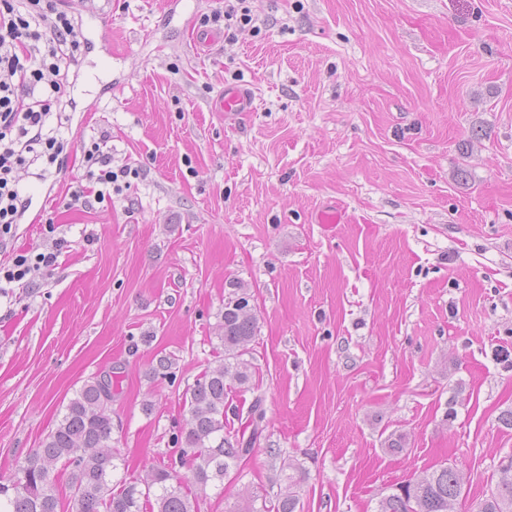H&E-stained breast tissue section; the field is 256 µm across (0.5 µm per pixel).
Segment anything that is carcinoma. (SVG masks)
I'll return each instance as SVG.
<instances>
[{
  "label": "carcinoma",
  "instance_id": "carcinoma-1",
  "mask_svg": "<svg viewBox=\"0 0 512 512\" xmlns=\"http://www.w3.org/2000/svg\"><path fill=\"white\" fill-rule=\"evenodd\" d=\"M257 323L246 297L224 302L219 338L224 361L206 370L185 392L188 419L176 439L178 457L133 478L112 482L120 457L112 448V377L85 383L64 413L15 472L0 483V512H196L176 466L187 467L195 483L224 490V482L240 476L239 464L251 453L264 420L261 401L249 411L248 437L224 435L226 381L250 389L252 365L245 359L256 336ZM68 472L67 502H62L56 475ZM285 472L273 507L260 496L241 497L229 512H300L302 477L293 461ZM461 471L455 465L425 470L414 480L379 500L377 512H458L463 497ZM479 512H512V470L499 476Z\"/></svg>",
  "mask_w": 512,
  "mask_h": 512
}]
</instances>
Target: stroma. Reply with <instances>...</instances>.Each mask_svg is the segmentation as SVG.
I'll return each instance as SVG.
<instances>
[{
	"mask_svg": "<svg viewBox=\"0 0 512 512\" xmlns=\"http://www.w3.org/2000/svg\"><path fill=\"white\" fill-rule=\"evenodd\" d=\"M184 4L83 16L112 58L82 50L72 132L110 129L113 167L139 174L90 210L69 205L78 157L53 188L22 177L43 219L0 263L63 247L38 287L0 294V478L106 370L127 476L168 460L235 280L258 331L224 432L254 401L265 418L240 480L190 482L199 512L276 493L287 458L303 512H376L444 464L473 512L512 452V0H251L259 30L207 47L192 31L224 0ZM234 80L254 111L215 110Z\"/></svg>",
	"mask_w": 512,
	"mask_h": 512,
	"instance_id": "1",
	"label": "stroma"
}]
</instances>
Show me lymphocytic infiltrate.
<instances>
[{"label":"lymphocytic infiltrate","mask_w":512,"mask_h":512,"mask_svg":"<svg viewBox=\"0 0 512 512\" xmlns=\"http://www.w3.org/2000/svg\"><path fill=\"white\" fill-rule=\"evenodd\" d=\"M62 0H0V249H7L31 202L19 173L35 170L39 180L55 182L65 174L74 145L66 133L72 116L63 101L75 74L82 44L79 23L62 9ZM110 135L101 132L81 143L84 177L93 194L73 193L71 206L104 201L110 188L131 175L112 166ZM59 252L19 254L0 264V279L33 288L41 272L54 267Z\"/></svg>","instance_id":"lymphocytic-infiltrate-1"}]
</instances>
